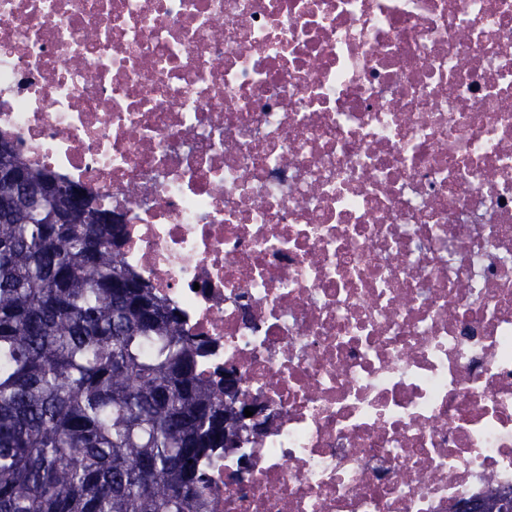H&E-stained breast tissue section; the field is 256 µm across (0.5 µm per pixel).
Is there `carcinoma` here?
<instances>
[{
    "mask_svg": "<svg viewBox=\"0 0 512 512\" xmlns=\"http://www.w3.org/2000/svg\"><path fill=\"white\" fill-rule=\"evenodd\" d=\"M0 206V512H214L201 460L224 445L203 344L120 260L75 184L31 168ZM56 183L36 201L40 184Z\"/></svg>",
    "mask_w": 512,
    "mask_h": 512,
    "instance_id": "cac0c4a2",
    "label": "carcinoma"
}]
</instances>
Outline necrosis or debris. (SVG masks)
<instances>
[{"label": "necrosis or debris", "instance_id": "obj_1", "mask_svg": "<svg viewBox=\"0 0 512 512\" xmlns=\"http://www.w3.org/2000/svg\"><path fill=\"white\" fill-rule=\"evenodd\" d=\"M0 133L274 415L217 512L512 487V0H0Z\"/></svg>", "mask_w": 512, "mask_h": 512}]
</instances>
